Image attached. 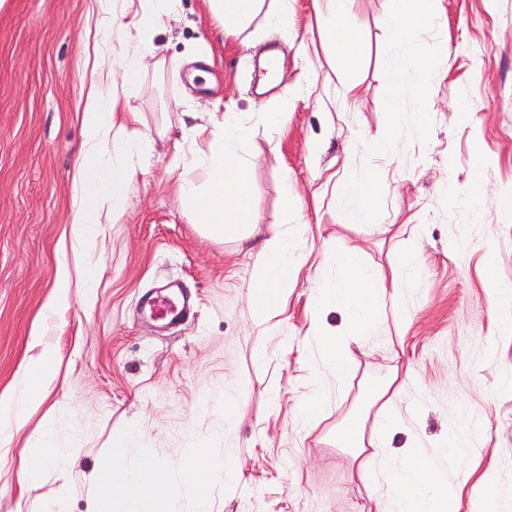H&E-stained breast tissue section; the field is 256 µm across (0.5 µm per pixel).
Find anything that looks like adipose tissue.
<instances>
[{
  "label": "adipose tissue",
  "instance_id": "1",
  "mask_svg": "<svg viewBox=\"0 0 512 512\" xmlns=\"http://www.w3.org/2000/svg\"><path fill=\"white\" fill-rule=\"evenodd\" d=\"M385 25L397 43L416 49L422 35L434 24L440 0H387ZM218 28L224 37L242 33L255 17L269 26L287 25L288 0H209ZM349 0H312L314 10H326L328 41L334 52L333 66L344 74L343 92L353 98L358 84L350 74L358 63V35L348 8ZM143 64L141 57L126 54L119 61L99 56L87 94L83 116V158L78 168V201L74 210L73 234L83 244L93 242L102 225L111 223L123 211L136 169L134 159L143 155L145 136L121 137L130 115L126 100L130 85ZM193 135L209 134L207 150H195L180 159L183 167L195 171L182 180L178 202L183 214L200 224L213 239L236 237L240 243L257 244L259 264L251 283L252 317L257 325L285 312L288 290L295 284L302 263L291 249L287 236L255 240L251 183L253 165L248 147L251 125L241 113H210L206 124L193 127ZM336 277L321 282L316 307L345 312L343 331L330 328L313 335L316 377L342 382L352 369L351 345L362 342L383 323L386 310L400 313L404 304L390 282L411 277L415 267L413 252H406L392 271L362 264L356 251L332 250ZM54 368L52 355L26 362L23 366L25 393L15 397L0 395V439L9 437L27 421L30 410L44 397ZM390 383L370 389L372 400L384 403L375 419L354 415L336 429V442L348 448L373 449L361 464L368 486L383 488V512H457L468 482L477 491L471 496L473 512H500L499 489L494 468L473 478L463 464L473 453L469 437L457 429L437 448L426 450L418 441L410 443L397 457L387 450L394 434L406 428L407 419L390 396ZM136 429L113 436L101 454L97 470L88 479L89 512H169L171 495L182 489L196 512H211V493L217 484L232 485V463H225L223 476L210 470L217 455L209 443H198L187 453L182 466H165L156 459L135 453L132 444ZM74 451L61 445L55 422H47L33 448L24 472V485L42 481L47 467L62 477L71 473Z\"/></svg>",
  "mask_w": 512,
  "mask_h": 512
}]
</instances>
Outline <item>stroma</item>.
<instances>
[{
	"label": "stroma",
	"mask_w": 512,
	"mask_h": 512,
	"mask_svg": "<svg viewBox=\"0 0 512 512\" xmlns=\"http://www.w3.org/2000/svg\"><path fill=\"white\" fill-rule=\"evenodd\" d=\"M294 0L285 30L249 26L220 36L206 0H179L171 26L140 39H114L116 54L150 45L128 99L132 129L152 140L135 161L124 214L103 225L95 244L72 237L83 111L100 40L98 0H0V393L20 390L22 364L52 352L56 372L44 401L0 457V512H43L59 489L55 475L21 488L25 460L50 417L77 440L69 512H87L83 480L102 448L128 427L137 448L173 465L192 438L219 434L234 450L237 482L216 489L213 512H368L370 492L360 456L337 446V426L369 387L397 374L400 399L412 411L392 440L400 453L409 434L440 442L461 413L485 433L481 455L466 460L482 474L498 457L496 478L512 499V338L484 286L494 258L512 284V0H441L421 37L424 52L446 56L445 72L422 92L406 60L397 107L400 139L373 158L366 145L387 133L391 96L387 61L396 48L384 25L386 0H350L360 36L353 77L356 99H344L331 77L323 16ZM282 58L278 83L261 84L260 54ZM427 97L431 131H418L416 102ZM474 107L460 122L457 104ZM282 110L276 134L255 124L251 187L258 231L288 233L308 254L288 296L286 314L268 328L251 318L257 254L234 238L217 241L184 215L177 200L187 169L174 158L208 146L190 129L208 112ZM483 163L485 196L471 207L449 198L465 191ZM377 174L386 185L376 223L350 222L356 201L335 183ZM289 190L303 203L284 215ZM358 250L368 265L390 268L417 252L413 277L399 284L406 315L354 348L355 366L328 392L319 421L293 417L313 387L307 344L316 323L342 326L343 313L312 312L309 299L336 269L325 249ZM99 264L92 299L71 289L67 305L43 316L60 271ZM183 288L193 300L179 325L161 328L138 305L141 295ZM266 356L255 362L254 351ZM238 395L239 416L224 425V396Z\"/></svg>",
	"instance_id": "1"
}]
</instances>
